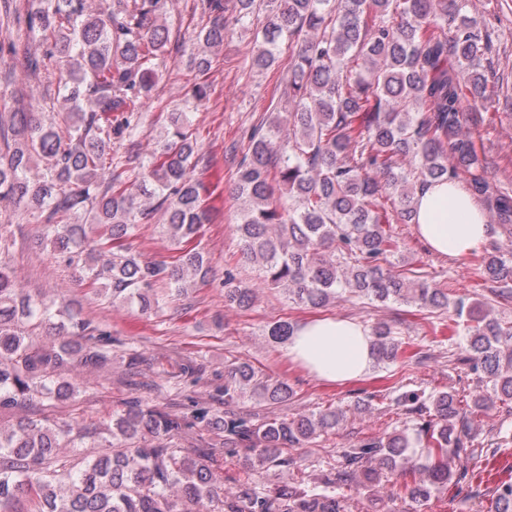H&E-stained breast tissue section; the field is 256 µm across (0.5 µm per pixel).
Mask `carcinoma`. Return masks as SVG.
I'll list each match as a JSON object with an SVG mask.
<instances>
[{
  "instance_id": "carcinoma-1",
  "label": "carcinoma",
  "mask_w": 512,
  "mask_h": 512,
  "mask_svg": "<svg viewBox=\"0 0 512 512\" xmlns=\"http://www.w3.org/2000/svg\"><path fill=\"white\" fill-rule=\"evenodd\" d=\"M266 4L259 70L277 61L288 41V119L254 128L237 162L234 195L242 201L235 224L243 256L261 263L263 276L243 285L224 272V305L246 310L261 288H280L298 307L320 308L345 294L382 305L420 310L453 309L451 330L467 336L469 366L485 389L468 408L455 394L403 392L398 403L414 415L411 429L366 436L341 451L334 477L317 492L279 485L265 494L247 483L219 486L213 467L222 455H242L252 468L288 466V448L335 429L341 409L260 423L224 416L220 447L173 448L169 438L199 425L214 426L205 407L189 413L141 407L137 400L112 417L102 453L74 469L60 458L63 444L83 447V436L56 428L33 411L15 429L0 432V512H17L27 498L34 512H347L336 487L380 493L387 474L410 476L401 500L419 512L448 483H461L460 460H475L470 416L498 404L512 409V320L495 318L480 303L452 300L448 289L407 267L395 224H410L413 201L434 181L458 182L512 234V193L479 171L474 141L464 132L465 104L491 103L480 61L492 44L465 15L468 0H237L238 19ZM166 0H107L94 12L87 0H38L24 23L46 35L43 55H29L23 71L38 77L45 60L66 68L61 122L45 123L43 105H28L0 121V204L34 219L67 265L80 269L114 305L135 303L143 312L160 305L152 288L164 283L174 296L207 282L204 254L188 247L208 221L206 166L185 112L168 114L164 138L144 165L149 189L128 187L112 165V141L131 137L143 101L155 86L151 61L166 52L168 27L159 21ZM206 27L198 46L224 43V0H200ZM41 165L32 179V166ZM165 215L167 241L177 251L168 263L140 259L125 241L157 212ZM482 286L512 304V252L481 257ZM50 308L29 294L0 261V405L36 397L67 400L76 384L57 372L76 356L100 365L112 348V330ZM37 320L52 336H75L60 350L39 349L17 323ZM294 334L289 321L268 331L275 342ZM372 350L382 363L402 358L392 326L372 328ZM224 403L258 399L281 407L294 397L287 380L264 376L248 362L229 372ZM489 512H512V483L492 490Z\"/></svg>"
}]
</instances>
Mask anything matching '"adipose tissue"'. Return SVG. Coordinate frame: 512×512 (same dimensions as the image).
<instances>
[{"instance_id": "1", "label": "adipose tissue", "mask_w": 512, "mask_h": 512, "mask_svg": "<svg viewBox=\"0 0 512 512\" xmlns=\"http://www.w3.org/2000/svg\"><path fill=\"white\" fill-rule=\"evenodd\" d=\"M414 228L429 250L462 259L481 251L490 234L487 218L460 184L432 182L414 201ZM372 337L362 324L323 318L301 325L288 342V356L319 379L344 383L365 375Z\"/></svg>"}]
</instances>
